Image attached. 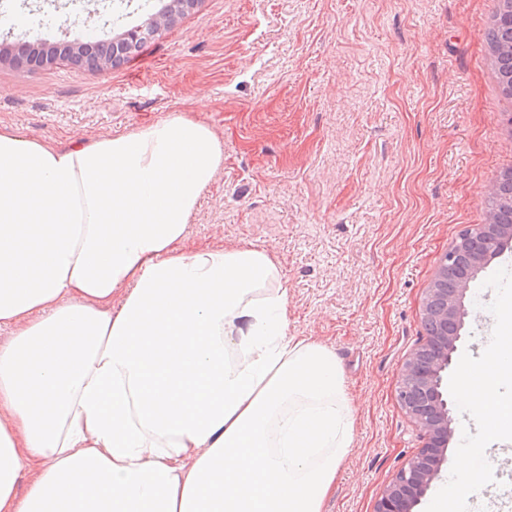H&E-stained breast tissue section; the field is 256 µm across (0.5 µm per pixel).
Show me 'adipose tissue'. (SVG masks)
<instances>
[{
  "label": "adipose tissue",
  "mask_w": 512,
  "mask_h": 512,
  "mask_svg": "<svg viewBox=\"0 0 512 512\" xmlns=\"http://www.w3.org/2000/svg\"><path fill=\"white\" fill-rule=\"evenodd\" d=\"M196 103L61 143L0 125V512H324L354 442L345 374L290 331L269 250L190 241L224 166ZM511 372L509 324L460 363L482 437L431 512L493 481Z\"/></svg>",
  "instance_id": "obj_1"
}]
</instances>
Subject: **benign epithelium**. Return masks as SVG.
I'll return each instance as SVG.
<instances>
[{"label":"benign epithelium","instance_id":"benign-epithelium-1","mask_svg":"<svg viewBox=\"0 0 512 512\" xmlns=\"http://www.w3.org/2000/svg\"><path fill=\"white\" fill-rule=\"evenodd\" d=\"M172 27L158 15H149L136 26L109 43L80 42L47 45L43 42L0 44V64L49 66L60 60L108 71L126 62L131 51ZM473 230L480 236L467 255L466 278L448 286V266L461 243L456 242L439 262L438 271L426 292L425 317L434 328L426 341L407 355L401 370L398 401L421 431L424 440L418 453L400 469L376 501L374 512H414L422 497L439 477L448 444L454 437L456 422L450 415L444 392V376L452 365L467 315L465 299L476 275L512 242V224L488 220Z\"/></svg>","mask_w":512,"mask_h":512}]
</instances>
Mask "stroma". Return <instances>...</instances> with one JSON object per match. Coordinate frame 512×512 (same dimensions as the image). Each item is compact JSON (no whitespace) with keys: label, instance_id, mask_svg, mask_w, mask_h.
Listing matches in <instances>:
<instances>
[{"label":"stroma","instance_id":"1","mask_svg":"<svg viewBox=\"0 0 512 512\" xmlns=\"http://www.w3.org/2000/svg\"><path fill=\"white\" fill-rule=\"evenodd\" d=\"M27 0L0 42L109 40L159 0ZM496 0H200L135 60L107 72L66 61L0 65V124L31 137L117 133L191 112L224 140V167L189 226L196 242L278 258L292 331L328 345L356 409L354 448L325 512H373L423 445L398 398L441 256L488 219L512 169V113L486 31ZM512 296V243L478 275L457 358L481 357ZM440 478L481 428L456 394Z\"/></svg>","mask_w":512,"mask_h":512}]
</instances>
